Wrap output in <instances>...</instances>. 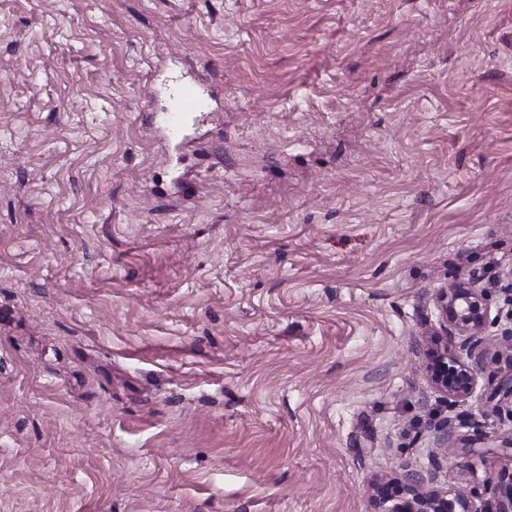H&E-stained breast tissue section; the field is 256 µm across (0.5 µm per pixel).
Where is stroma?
<instances>
[{"label":"stroma","mask_w":512,"mask_h":512,"mask_svg":"<svg viewBox=\"0 0 512 512\" xmlns=\"http://www.w3.org/2000/svg\"><path fill=\"white\" fill-rule=\"evenodd\" d=\"M509 269L512 0H0V512H371L512 432L417 352ZM175 101L174 108L164 113L162 120L168 131L179 133L192 114L208 112L209 102L203 84L198 80L179 81L167 88Z\"/></svg>","instance_id":"1"}]
</instances>
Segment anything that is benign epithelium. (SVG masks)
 <instances>
[{
	"label": "benign epithelium",
	"instance_id": "obj_1",
	"mask_svg": "<svg viewBox=\"0 0 512 512\" xmlns=\"http://www.w3.org/2000/svg\"><path fill=\"white\" fill-rule=\"evenodd\" d=\"M480 283L481 276L473 273L436 289L432 301L439 329L422 336L424 374L436 392L455 402L471 397L486 355L491 307L487 289ZM505 400L512 403V374L500 378L487 396L494 411ZM490 442L499 443L512 457V435L499 436L478 427L475 433L462 436L453 420H446L433 437L432 469L419 470L406 463L400 483L378 475L370 479L372 512H512V467L497 473L488 499L468 486H435L442 461L464 458Z\"/></svg>",
	"mask_w": 512,
	"mask_h": 512
}]
</instances>
